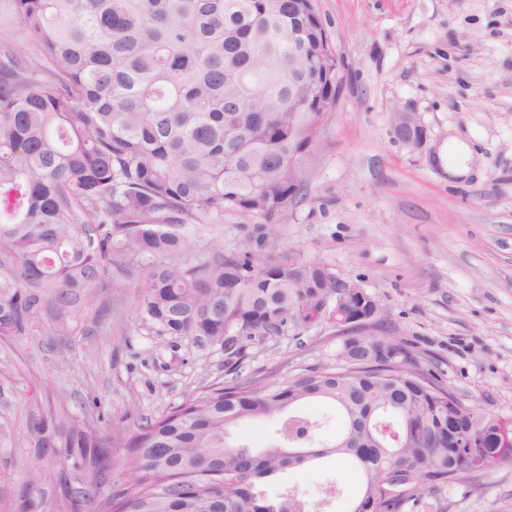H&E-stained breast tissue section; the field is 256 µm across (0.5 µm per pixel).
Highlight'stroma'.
<instances>
[{"instance_id":"stroma-1","label":"stroma","mask_w":512,"mask_h":512,"mask_svg":"<svg viewBox=\"0 0 512 512\" xmlns=\"http://www.w3.org/2000/svg\"><path fill=\"white\" fill-rule=\"evenodd\" d=\"M314 5L342 66L305 188L274 224L228 213L184 225L190 254L246 247L327 264L378 298L380 335L410 345L465 403L512 418V0ZM399 109L423 126L421 148L395 138ZM452 139L473 152L460 179L436 160ZM147 264L113 266L112 315L89 335L0 341V503L15 498L32 462L12 443L30 396L134 430L212 387L335 364L342 338L326 319L244 340L233 366L220 345L154 336L135 311ZM433 497L447 512H512V461Z\"/></svg>"}]
</instances>
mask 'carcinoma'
Instances as JSON below:
<instances>
[{"label": "carcinoma", "instance_id": "carcinoma-1", "mask_svg": "<svg viewBox=\"0 0 512 512\" xmlns=\"http://www.w3.org/2000/svg\"><path fill=\"white\" fill-rule=\"evenodd\" d=\"M32 52L0 35V339L48 322L84 335L82 314L112 288V260L155 259L136 298L157 336L205 339L240 354L290 321L336 322V365L286 380L192 395L134 431L100 428L61 405L34 406L16 446L41 459L67 448L72 470L33 465L6 512H40L35 487L62 489L56 512H310L269 486L328 459L360 491L348 512H441L432 492L512 460V419L467 405L419 368L380 320L347 323L366 290L340 288L326 264H270L245 252L192 261L180 228L224 213L273 222L288 212L318 155L307 150L318 98L336 102V52L309 0H0ZM300 26L306 41L292 37ZM335 405L336 439L296 408ZM277 421L257 450L231 440L247 420ZM458 431L466 447L448 444ZM132 480L112 482V449ZM89 471L95 490L72 482Z\"/></svg>", "mask_w": 512, "mask_h": 512}]
</instances>
